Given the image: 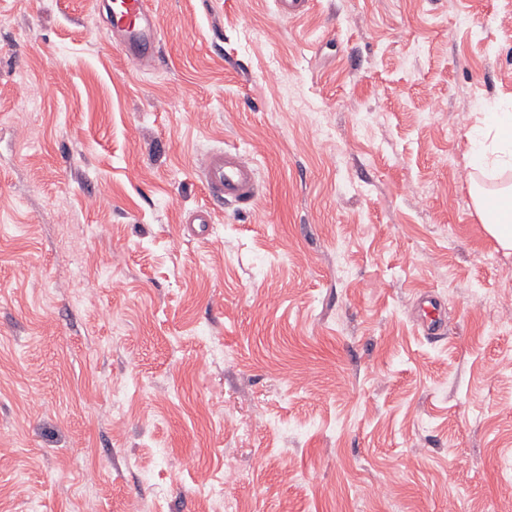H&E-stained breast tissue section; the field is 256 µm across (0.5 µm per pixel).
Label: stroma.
<instances>
[{
  "label": "stroma",
  "mask_w": 512,
  "mask_h": 512,
  "mask_svg": "<svg viewBox=\"0 0 512 512\" xmlns=\"http://www.w3.org/2000/svg\"><path fill=\"white\" fill-rule=\"evenodd\" d=\"M150 4L138 71L97 0H0V512H512L467 137L512 106V0ZM229 146L245 209L195 169ZM198 174L214 201L249 207L260 194L255 161L238 147L206 152L198 163Z\"/></svg>",
  "instance_id": "1"
}]
</instances>
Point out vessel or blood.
<instances>
[{
	"label": "vessel or blood",
	"instance_id": "1",
	"mask_svg": "<svg viewBox=\"0 0 512 512\" xmlns=\"http://www.w3.org/2000/svg\"><path fill=\"white\" fill-rule=\"evenodd\" d=\"M110 43L135 68L154 64L163 30L148 0H112L109 9ZM198 173L212 200L251 206L260 194L255 162L236 147L206 152L198 163Z\"/></svg>",
	"mask_w": 512,
	"mask_h": 512
}]
</instances>
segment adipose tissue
<instances>
[{
  "instance_id": "1",
  "label": "adipose tissue",
  "mask_w": 512,
  "mask_h": 512,
  "mask_svg": "<svg viewBox=\"0 0 512 512\" xmlns=\"http://www.w3.org/2000/svg\"><path fill=\"white\" fill-rule=\"evenodd\" d=\"M474 168L512 171V112H493L484 125L469 134Z\"/></svg>"
}]
</instances>
